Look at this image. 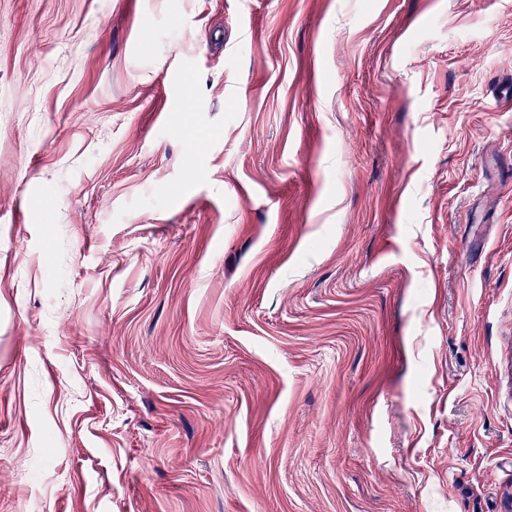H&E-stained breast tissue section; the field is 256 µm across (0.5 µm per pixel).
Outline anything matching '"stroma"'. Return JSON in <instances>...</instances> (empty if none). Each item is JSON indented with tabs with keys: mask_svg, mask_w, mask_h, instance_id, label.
Returning a JSON list of instances; mask_svg holds the SVG:
<instances>
[{
	"mask_svg": "<svg viewBox=\"0 0 512 512\" xmlns=\"http://www.w3.org/2000/svg\"><path fill=\"white\" fill-rule=\"evenodd\" d=\"M509 81L512 0H0V512H512Z\"/></svg>",
	"mask_w": 512,
	"mask_h": 512,
	"instance_id": "obj_1",
	"label": "stroma"
}]
</instances>
